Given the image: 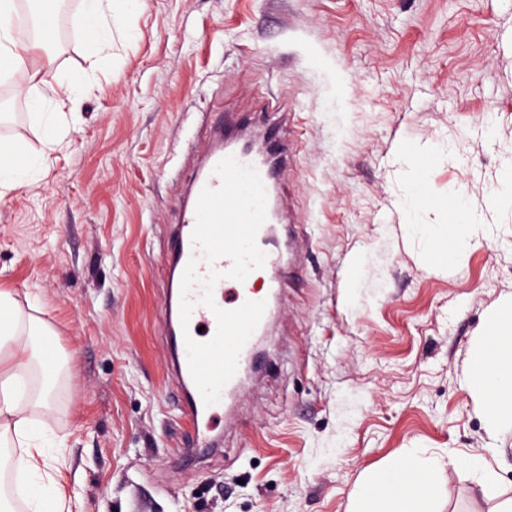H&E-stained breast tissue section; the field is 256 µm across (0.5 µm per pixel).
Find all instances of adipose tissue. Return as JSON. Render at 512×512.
Here are the masks:
<instances>
[{
    "instance_id": "obj_1",
    "label": "adipose tissue",
    "mask_w": 512,
    "mask_h": 512,
    "mask_svg": "<svg viewBox=\"0 0 512 512\" xmlns=\"http://www.w3.org/2000/svg\"><path fill=\"white\" fill-rule=\"evenodd\" d=\"M14 9L13 0H0V69L21 70L24 53L39 47V40L18 38L5 19ZM23 142L0 134V197L21 182L36 180L43 167L34 162L18 167ZM435 200L412 195L406 205L410 232L425 240L438 262L457 263L463 255L473 217L465 195H455L448 205V220L442 224L423 222L422 215L435 207ZM491 335L472 369L467 385L496 422H512V301L503 304L490 319ZM41 343L18 300L0 290V447L15 452L10 465L17 482L14 493L24 500L27 512H73L78 501L66 496L56 477L46 467L50 455L34 431L35 399L21 394L24 378L30 377ZM443 461H428L408 455L385 469L369 474L354 493L353 512H436L441 486L436 479Z\"/></svg>"
}]
</instances>
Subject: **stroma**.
<instances>
[{"mask_svg": "<svg viewBox=\"0 0 512 512\" xmlns=\"http://www.w3.org/2000/svg\"><path fill=\"white\" fill-rule=\"evenodd\" d=\"M68 4L50 50L0 74V133L48 156L0 199V289L52 331L62 375L36 419L66 440L81 512H350L368 472L413 452L446 462L439 512L512 497V424L465 386L512 301V0H114L99 54ZM53 76L81 119L56 115L48 153L34 100ZM206 112L290 151L263 367L189 453L164 300ZM409 142L441 202L425 222L460 192L477 210L459 265L405 227ZM490 448L485 491L461 462Z\"/></svg>", "mask_w": 512, "mask_h": 512, "instance_id": "stroma-1", "label": "stroma"}]
</instances>
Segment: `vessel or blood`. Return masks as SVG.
<instances>
[{
    "mask_svg": "<svg viewBox=\"0 0 512 512\" xmlns=\"http://www.w3.org/2000/svg\"><path fill=\"white\" fill-rule=\"evenodd\" d=\"M282 148L278 142H271L266 153L256 154L251 151L227 146L211 155L208 166L205 170L195 177L193 182L194 193H201L204 188L216 189L221 185V180L213 172L214 166L225 157L232 156L238 162L244 165L253 166L259 173L264 186H271L274 178L273 159L279 155ZM196 224V208L195 206H186L180 215L178 230L173 238L171 245V262L178 269H185L191 258H198L197 271L199 275H206L209 270H217L220 272L228 271L232 266V261L228 257H221L214 262H206L201 260V251L192 243L191 235ZM226 280H219L214 288L213 296L218 307L225 310H232L241 306L247 301L268 300L269 295L262 290H253L241 287L234 291L232 297H225ZM217 329V321L212 311L205 306H196L191 314L188 332H174L173 341L175 349L180 353L181 358L178 362V372L180 379V387L183 395L182 410L189 415L196 426L209 425L217 414L218 405H205L202 396L194 386V380L191 376L188 360L185 358L186 351L184 336L185 334H193L195 340H209Z\"/></svg>",
    "mask_w": 512,
    "mask_h": 512,
    "instance_id": "b4317fda",
    "label": "vessel or blood"
}]
</instances>
